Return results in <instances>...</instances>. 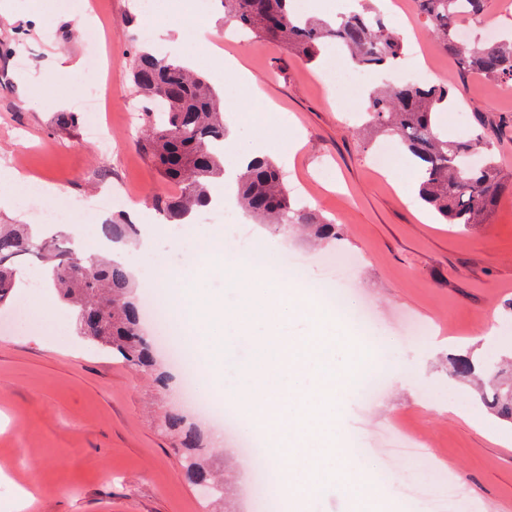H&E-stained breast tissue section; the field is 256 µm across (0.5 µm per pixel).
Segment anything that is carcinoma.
<instances>
[{
  "label": "carcinoma",
  "mask_w": 512,
  "mask_h": 512,
  "mask_svg": "<svg viewBox=\"0 0 512 512\" xmlns=\"http://www.w3.org/2000/svg\"><path fill=\"white\" fill-rule=\"evenodd\" d=\"M291 2L224 0V14L244 33L276 42L309 63L328 41L343 48L355 67L375 73L388 72L404 55L402 39L365 9L329 24L296 18ZM463 2L465 7L460 10L456 0H416L417 13L461 71L512 87V33L478 42L464 40L462 23L479 20L486 0ZM130 71L137 95L163 105L148 113L143 150L166 181L179 185L178 195L158 194L153 202L167 223L181 224L193 211L211 205V187L224 175L221 98L204 77L175 60L157 57L140 42L131 54ZM449 96L448 86L441 83H389L369 93L366 115L379 135L415 160L419 197L424 203L449 224H481L512 183L498 171L493 143L484 132L475 130L456 140L440 132L436 115ZM476 143L483 145V158L472 162ZM237 185L238 203L244 211L282 229L306 224L318 238L336 237V225L312 210L294 208L281 170L271 159L249 163L239 172ZM102 233L112 239L130 238L136 235L137 225L118 216L102 225ZM25 255L49 266L59 300L77 312L81 335L135 368L155 366L154 347L141 332L140 309L132 299L130 275L123 265L77 251L69 242L47 237L31 224H0V304L14 288L15 264ZM452 366L460 377L484 372L503 376L484 401L497 417L512 423V379L504 375L496 357L475 360L458 355ZM165 423L178 431L181 447H199L200 431L182 417L169 414ZM185 477L196 487L211 483L203 463L186 469Z\"/></svg>",
  "instance_id": "carcinoma-1"
}]
</instances>
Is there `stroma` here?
I'll list each match as a JSON object with an SVG mask.
<instances>
[{"label":"stroma","instance_id":"35a3bbf8","mask_svg":"<svg viewBox=\"0 0 512 512\" xmlns=\"http://www.w3.org/2000/svg\"><path fill=\"white\" fill-rule=\"evenodd\" d=\"M92 2L88 31L78 24L79 12L61 11L56 0H0V168H19L25 181L45 185L43 208L109 188L135 193L139 234L122 246L139 304L157 297L155 269L138 252L149 234L169 273L192 272L198 288L223 293L230 312L247 310L246 289L225 291L223 273L211 272L209 262H190L198 247L193 234H173L153 219L152 196L178 188L163 181L141 148L143 125L128 127L125 111L137 100L128 53L144 20H152L159 49L177 52L224 99L226 131L236 139L224 147L226 170L234 171L240 145L273 159L293 203L339 231L338 238L316 239L298 226L282 231L256 224L236 209L223 213L218 227L244 225L251 235L228 236V243L272 257L277 274L305 285L317 281L325 258L348 254L357 261L347 300L367 308L370 318L347 328L376 350L385 384L367 403L360 390L350 393V447L387 473L398 512H433L447 480L462 493L457 512H512V424L495 418L475 385L451 365L459 354L512 355V192L476 228L424 218L412 160L398 152L377 166L380 139L363 118L365 96L352 86L337 90L325 70L324 60L339 54L335 44L323 46L321 62L308 64L268 39L229 36L221 0H214L206 18L214 28L210 44L220 47L214 58L185 34L192 0ZM411 25L403 41L410 46L422 35L429 70L442 74L466 111L462 119L440 113L442 130L454 138L467 128L483 129L497 146L503 175L512 176V91L464 75L419 19ZM96 44L108 54L112 87V139L104 151L88 144L83 123H57L61 113L76 109ZM228 57L249 72L250 88L225 70ZM50 76L56 79L51 90ZM274 128L282 133L275 145L268 136ZM283 249L301 259L302 275L276 260ZM44 273L37 261L18 263V286L0 306V318L53 294L49 284L39 292L28 288ZM224 343V331H211L186 366L167 364L171 379L161 388L150 373L81 336L77 315L65 304L47 320L0 328V512H249L251 481L239 474L246 436L231 412L217 420L197 406L182 375ZM393 352L400 368L385 360ZM165 407L206 436L205 459L223 482L208 499L184 477V451L159 422ZM388 431L419 441L418 456L390 453ZM24 489L32 498L22 509Z\"/></svg>","mask_w":512,"mask_h":512}]
</instances>
